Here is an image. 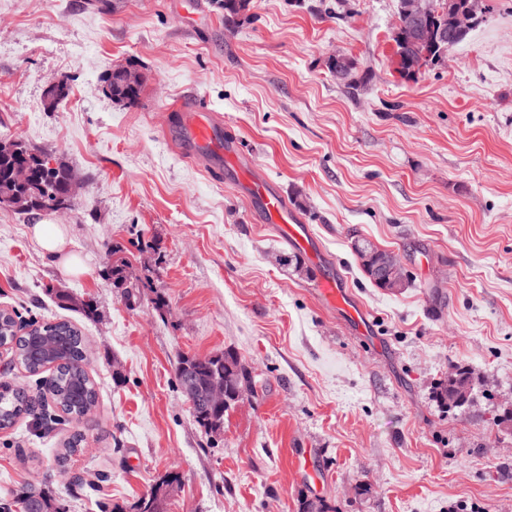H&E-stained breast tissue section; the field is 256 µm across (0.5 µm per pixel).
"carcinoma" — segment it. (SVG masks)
<instances>
[{
	"label": "carcinoma",
	"instance_id": "cac0c4a2",
	"mask_svg": "<svg viewBox=\"0 0 512 512\" xmlns=\"http://www.w3.org/2000/svg\"><path fill=\"white\" fill-rule=\"evenodd\" d=\"M397 44L399 74L412 79L422 73L421 61L426 56L436 57L441 47L424 46L405 37L395 39ZM43 153L20 141H13L8 148H0V204L14 208L20 213L44 210L56 211L63 202L69 169L61 166L51 170L42 165ZM27 162L34 172V180L28 188L15 185L10 180L11 170L18 161ZM8 345L18 364L30 375H44V387L50 395L58 414L46 410L38 416L41 421L61 423V415L81 414L93 409L98 401V392L93 380L84 369L87 348L81 331L71 322L61 320L32 324L22 332L17 327L12 313L0 310V345ZM235 386L248 383V372L235 355L221 356L182 355L179 357L176 375L182 379L192 374L196 382L195 397L189 400L195 422L199 427L217 432L224 426V412L212 410L204 401L209 379L219 373ZM470 374L465 369L457 371L453 383L441 384L437 396L448 403V394L457 388H469ZM33 414L31 398L24 391L7 381H0V430L12 428L24 415ZM31 486L21 487L13 496V503L0 507L3 512H12V507L24 508L31 503Z\"/></svg>",
	"mask_w": 512,
	"mask_h": 512
}]
</instances>
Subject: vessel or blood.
<instances>
[{
    "instance_id": "obj_1",
    "label": "vessel or blood",
    "mask_w": 512,
    "mask_h": 512,
    "mask_svg": "<svg viewBox=\"0 0 512 512\" xmlns=\"http://www.w3.org/2000/svg\"><path fill=\"white\" fill-rule=\"evenodd\" d=\"M172 109L178 115L182 154L198 167L233 174L237 187L259 207L278 237L307 253L313 262H320L321 253L315 248L310 226L292 211L273 181L254 165L239 143L225 137L223 122L195 101L176 100ZM318 284L321 295L331 305L345 309L357 326H364L367 313L351 301L342 277H322Z\"/></svg>"
}]
</instances>
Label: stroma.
<instances>
[{"label": "stroma", "instance_id": "1", "mask_svg": "<svg viewBox=\"0 0 512 512\" xmlns=\"http://www.w3.org/2000/svg\"><path fill=\"white\" fill-rule=\"evenodd\" d=\"M487 4L406 80L399 0H248L231 24L219 0H0V140L74 172L73 206L48 217L84 263L44 255L32 215L0 206V309L76 325L99 392L51 434L32 416L0 430V498L35 484L64 512H135L154 488L160 512H512V0ZM337 54L357 89L329 69ZM127 64L144 78L134 107L102 91ZM62 77L68 98L46 108ZM190 96L309 224L322 265L168 141ZM357 236L399 258L406 288L370 281ZM120 259L134 295L108 274ZM319 274L343 275L374 335L322 300ZM227 351L251 388L209 434L176 362ZM456 367L474 390L450 409L436 391ZM74 432L83 449L58 465Z\"/></svg>", "mask_w": 512, "mask_h": 512}]
</instances>
